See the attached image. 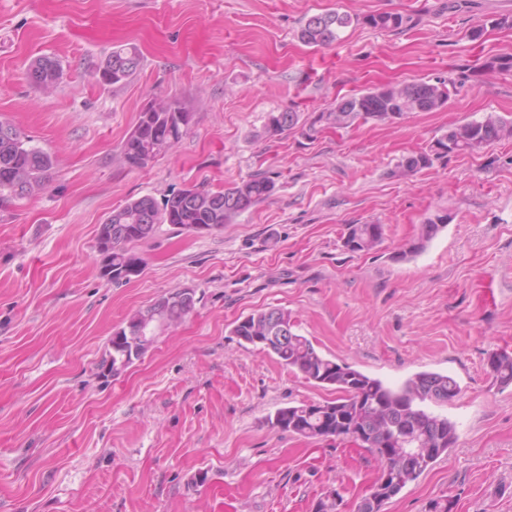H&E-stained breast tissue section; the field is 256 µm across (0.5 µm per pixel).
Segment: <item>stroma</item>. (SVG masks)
Wrapping results in <instances>:
<instances>
[{
  "label": "stroma",
  "mask_w": 512,
  "mask_h": 512,
  "mask_svg": "<svg viewBox=\"0 0 512 512\" xmlns=\"http://www.w3.org/2000/svg\"><path fill=\"white\" fill-rule=\"evenodd\" d=\"M355 22L330 45L298 37L302 20ZM399 12L412 28L361 24ZM512 0H0V118L54 161L37 195L0 206V512H315L336 491L352 512L380 469L341 441L301 438L276 411L335 398L239 342L237 320L281 308L340 364L397 386L421 371L462 391L441 406L457 442L384 507L512 512V385L487 374L512 351V140L449 155L402 180L398 160L448 127L512 118V29H470ZM128 45L141 66L117 84L98 70ZM55 57L57 88L27 78ZM460 81L436 112L348 128L320 122L344 97L417 80ZM193 112L189 133L145 166L119 157L158 98ZM298 112L283 134L267 116ZM262 172L276 189L219 230L159 225L133 243L142 274L103 278L98 227L126 202L189 186L227 188ZM451 220L398 258L427 217ZM350 224H381L368 254L343 246ZM179 288L195 291L181 323L161 327L118 375L101 370L130 316Z\"/></svg>",
  "instance_id": "stroma-1"
}]
</instances>
